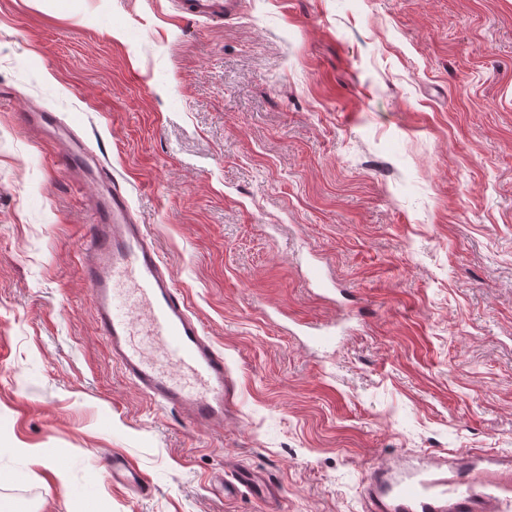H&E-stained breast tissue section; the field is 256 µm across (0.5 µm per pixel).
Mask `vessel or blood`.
Masks as SVG:
<instances>
[{
  "mask_svg": "<svg viewBox=\"0 0 512 512\" xmlns=\"http://www.w3.org/2000/svg\"><path fill=\"white\" fill-rule=\"evenodd\" d=\"M183 13L220 22L236 16L240 0H179ZM68 168L94 175L100 194L83 240L82 277L90 288L99 336L112 360L154 403L182 410L193 423L224 426L228 376L224 353L162 270L158 250L133 216L126 195L77 144ZM113 483L141 492L144 477L125 458L108 465ZM362 492L369 512H512V461L469 449L428 455L395 466L368 464Z\"/></svg>",
  "mask_w": 512,
  "mask_h": 512,
  "instance_id": "vessel-or-blood-1",
  "label": "vessel or blood"
}]
</instances>
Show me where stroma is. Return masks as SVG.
Here are the masks:
<instances>
[{
	"label": "stroma",
	"instance_id": "stroma-1",
	"mask_svg": "<svg viewBox=\"0 0 512 512\" xmlns=\"http://www.w3.org/2000/svg\"><path fill=\"white\" fill-rule=\"evenodd\" d=\"M75 136L223 350V430L98 336ZM0 346V512H366L367 463L512 456V0H0ZM180 11L208 21L222 22L240 11V0H179ZM112 482L121 484L135 492H142L147 487L144 477L124 457L112 456L108 465Z\"/></svg>",
	"mask_w": 512,
	"mask_h": 512
}]
</instances>
